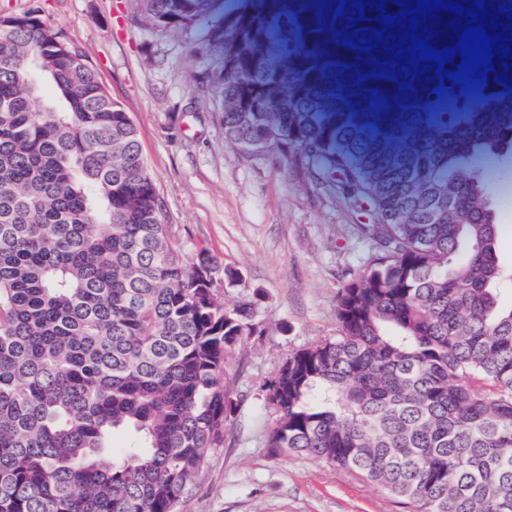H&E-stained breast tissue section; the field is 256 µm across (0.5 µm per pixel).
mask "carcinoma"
Masks as SVG:
<instances>
[{"mask_svg":"<svg viewBox=\"0 0 512 512\" xmlns=\"http://www.w3.org/2000/svg\"><path fill=\"white\" fill-rule=\"evenodd\" d=\"M137 3L165 29L214 0ZM484 8L512 39V0ZM400 10L233 0L209 31L233 57L224 138L313 168L382 221L336 335L267 385L269 447L355 473L404 512H512V307L493 294L507 272L474 167L512 159V47L478 92L433 61L406 73L388 64L406 30L381 23ZM460 19L432 11L416 35L454 47ZM369 27L385 33L368 50ZM43 80L57 100L36 110ZM161 212L136 127L85 53L38 8L0 16V512H175L223 446L225 367L254 304L225 308L214 258L185 261Z\"/></svg>","mask_w":512,"mask_h":512,"instance_id":"carcinoma-1","label":"carcinoma"}]
</instances>
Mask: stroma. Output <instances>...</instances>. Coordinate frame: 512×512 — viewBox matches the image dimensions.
<instances>
[{
  "label": "stroma",
  "mask_w": 512,
  "mask_h": 512,
  "mask_svg": "<svg viewBox=\"0 0 512 512\" xmlns=\"http://www.w3.org/2000/svg\"><path fill=\"white\" fill-rule=\"evenodd\" d=\"M39 6L80 48L137 129L163 203L162 221L185 260L208 250L226 306L254 303L257 328L227 365L235 404L222 447L212 449L177 512H402L361 477L312 457L273 455L265 387L292 352L335 335L336 299L376 250L379 218L349 203L306 166L249 155L224 138L218 78L224 54L197 25L160 31L133 0H0V13ZM498 224L497 256L512 269V161L478 164Z\"/></svg>",
  "instance_id": "1"
}]
</instances>
